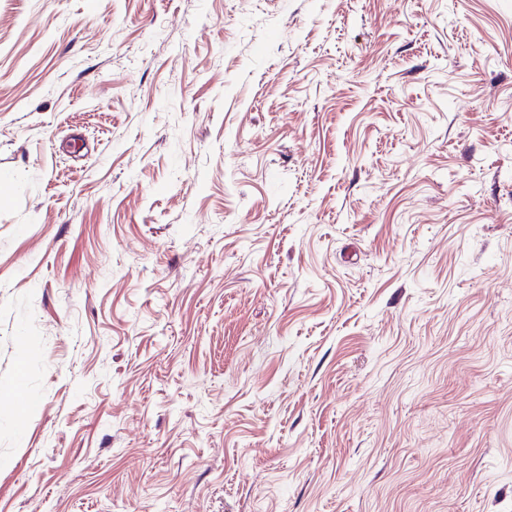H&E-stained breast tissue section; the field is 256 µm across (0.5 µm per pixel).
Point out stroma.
<instances>
[{
	"instance_id": "35a3bbf8",
	"label": "stroma",
	"mask_w": 512,
	"mask_h": 512,
	"mask_svg": "<svg viewBox=\"0 0 512 512\" xmlns=\"http://www.w3.org/2000/svg\"><path fill=\"white\" fill-rule=\"evenodd\" d=\"M0 512H512V0H0Z\"/></svg>"
}]
</instances>
